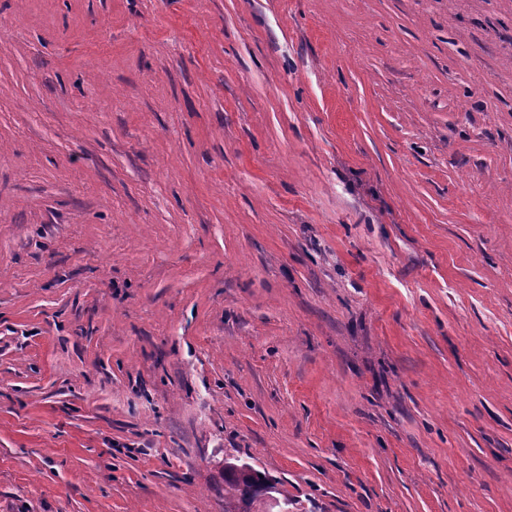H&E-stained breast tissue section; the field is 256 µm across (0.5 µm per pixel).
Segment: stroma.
I'll return each mask as SVG.
<instances>
[{
	"instance_id": "obj_1",
	"label": "stroma",
	"mask_w": 512,
	"mask_h": 512,
	"mask_svg": "<svg viewBox=\"0 0 512 512\" xmlns=\"http://www.w3.org/2000/svg\"><path fill=\"white\" fill-rule=\"evenodd\" d=\"M512 512V0H0V512ZM272 492L276 487L252 466L224 461V512H252L255 503Z\"/></svg>"
}]
</instances>
